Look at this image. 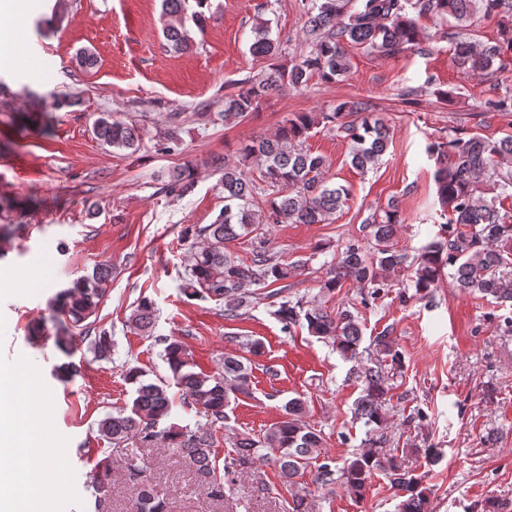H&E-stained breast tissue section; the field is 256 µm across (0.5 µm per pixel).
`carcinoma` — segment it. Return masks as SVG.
Returning <instances> with one entry per match:
<instances>
[{"instance_id": "1", "label": "carcinoma", "mask_w": 512, "mask_h": 512, "mask_svg": "<svg viewBox=\"0 0 512 512\" xmlns=\"http://www.w3.org/2000/svg\"><path fill=\"white\" fill-rule=\"evenodd\" d=\"M480 2L485 16L497 17L501 22L503 37L497 42L479 45L471 41L468 27L474 0H305L307 52L288 68L271 65L258 82L239 81L238 92L224 96V112L220 116L226 124L237 122L257 111L267 95L285 84L299 87L314 77L324 83L335 82L350 70V47L392 57L419 45L417 25L408 16L410 9L442 19L453 17L454 68L494 83L501 71L495 66L496 61L512 52V0ZM184 14L185 0H162V15L166 18L163 34L176 51L190 46ZM254 34L252 55L278 54L279 46L271 37L269 22L255 26ZM485 108L507 116L512 113V95L490 98ZM323 123L350 140V164L361 172L375 167L387 149L389 127L369 111L367 103L353 100L340 102L328 112L288 117L274 136L245 145L241 160H251L263 169L264 187L248 179L238 164L226 159L213 161V166L222 171L224 211L213 223L198 228L197 235L203 237V243L191 256L188 278L182 287L186 298L222 299L224 319L236 320L255 299L250 287L285 283L296 275L298 265L289 264L270 251L267 240L257 231L264 224H326L347 200L345 186L330 184L323 177L327 160L303 148L308 133ZM94 133L112 148L135 151L140 147V130L109 114L96 120ZM428 153L437 164L434 178L438 203L449 215L435 238L414 256L400 249L396 233L404 220L391 204L380 213L373 212L362 225L367 246L352 241L332 260L324 262L326 276L320 287L334 292L351 281L365 290L361 303L366 305L384 296L394 283L409 277L417 293L425 297L446 275L452 279L453 287L463 292H478L502 305L512 303V219L497 207V203L512 199V135L496 141L481 137L432 141ZM196 170V165L189 162L174 168L162 190L177 199L184 197L194 184ZM484 184L493 193L489 201L481 196ZM262 193L268 194L266 212L257 217L250 205ZM248 236L251 250L247 259L236 258L225 250V244ZM108 279L109 268L104 265L57 294L56 302L66 317L55 336L60 350L68 351L74 330L95 312ZM154 313V303L143 298L130 317L131 323L146 329L152 324ZM274 315L284 329L302 325L311 335L332 342L344 359H362V328L350 309L339 308L332 313L288 299L279 304ZM374 346V360L357 370L361 392L352 410L356 420L379 429L385 421L383 405L392 390L389 371L401 369L402 361L390 336L380 334ZM93 351L100 359L110 358L112 335L99 333ZM164 360L171 380L191 399L196 415L205 422L198 421L192 427L174 422L159 427L160 421L170 416L174 404L168 384L149 381L146 371L130 367L126 380L135 386L130 411L108 414L98 423L99 432L112 444L135 448L159 444L189 459L200 484L216 498L223 496V477L264 464L273 466L289 487L297 486L298 479L311 471L312 482L320 488L333 491L339 486L361 502L375 471L382 470L401 497L397 512H427L428 497L422 478L402 469L395 458L382 457L373 450L381 439L369 438L370 448L354 454L341 466L324 456L321 431L303 420L305 402L300 397L288 400L280 420L263 434L237 438L231 462L224 475H218L212 454V427L227 419L225 409L231 399L251 394L252 367L243 357L230 354L224 356L220 372H198L175 337L167 340ZM125 465L133 484L136 512H170L169 503L150 479V462L133 451L127 455ZM111 481L112 465L105 458L98 463L96 491H108Z\"/></svg>"}]
</instances>
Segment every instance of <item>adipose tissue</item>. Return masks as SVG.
I'll return each instance as SVG.
<instances>
[{
  "label": "adipose tissue",
  "mask_w": 512,
  "mask_h": 512,
  "mask_svg": "<svg viewBox=\"0 0 512 512\" xmlns=\"http://www.w3.org/2000/svg\"><path fill=\"white\" fill-rule=\"evenodd\" d=\"M14 390L27 406L17 421H0V512H42L47 492L56 490L52 459L55 449L43 447L38 430L43 401L35 387L15 377Z\"/></svg>",
  "instance_id": "obj_1"
}]
</instances>
